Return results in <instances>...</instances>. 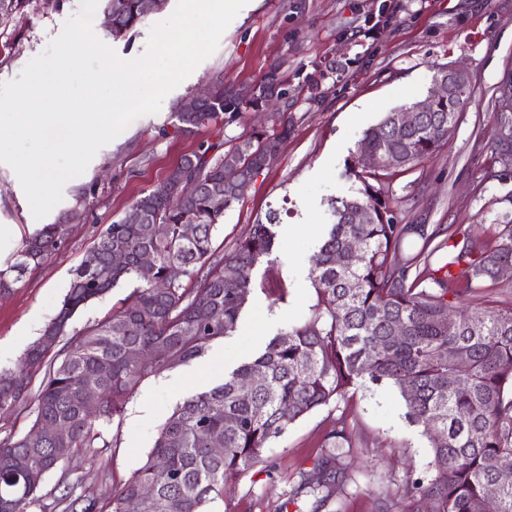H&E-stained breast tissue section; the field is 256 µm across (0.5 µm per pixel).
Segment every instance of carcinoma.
Here are the masks:
<instances>
[{
  "label": "carcinoma",
  "mask_w": 512,
  "mask_h": 512,
  "mask_svg": "<svg viewBox=\"0 0 512 512\" xmlns=\"http://www.w3.org/2000/svg\"><path fill=\"white\" fill-rule=\"evenodd\" d=\"M32 2L0 0V25L26 16ZM139 2L102 0L113 38L146 20ZM275 83L286 85L288 77L275 69L239 96L218 80L198 111H184V100L176 105L173 126L190 134L221 114L234 122L258 109ZM471 98L469 92L457 103H437L414 127L398 128L387 114L367 129L349 165L361 184L358 195L331 201V229L311 258L308 279L316 300L305 320L275 336L222 383L185 397L160 426L146 461L110 502L82 488L71 469L62 473L66 493L46 505L38 495L45 476L99 444L109 447L100 425L121 415L145 380L189 363L237 331L255 290L253 269L272 251L279 218L269 211L267 223L253 225L231 254L214 256L212 232L237 201L224 191L227 165L261 173L260 149L288 137L294 103H285V111L217 159L209 155L212 145L184 155L179 164L199 189L171 198L157 187L103 227L93 250L95 266H79L57 315L14 369L0 371V411H9L26 402L30 371L45 368L32 428L0 440V512H29L38 504L50 512H206L223 495L224 479L262 462L268 443L290 423L367 383L396 388L405 402L404 418L428 440L434 473L415 488L431 512H512V304L489 306L482 296L464 309L452 301L503 283L498 271L512 265V224L488 236H448L452 244L440 275L429 269L441 250L434 234L423 224L399 223L392 200L378 187L447 143L457 118L453 109ZM366 152H397L402 164L392 171L368 169L362 161ZM509 154L512 142L493 134L491 165L509 172L503 165ZM356 205L371 210V223H344ZM77 219L69 211L29 235L16 262L0 270V288L47 260ZM186 224L195 225L191 239L183 235ZM410 241L420 247L401 262L398 256ZM116 250L127 254L125 265L111 262ZM143 252L154 256L155 276L169 281L166 292H156L140 276L136 260ZM226 268L234 274L224 275ZM351 281L357 287H347ZM121 286L131 291L112 315L70 333L78 312ZM395 323L402 331L394 336ZM103 363L109 371L101 374ZM248 378L253 382L245 395L240 383ZM89 389L100 396L95 409L84 404ZM45 424L62 434L36 437ZM215 439L223 444L220 456L211 451ZM330 479L317 469L304 481L325 501Z\"/></svg>",
  "instance_id": "cac0c4a2"
}]
</instances>
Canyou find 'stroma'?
<instances>
[{
    "mask_svg": "<svg viewBox=\"0 0 512 512\" xmlns=\"http://www.w3.org/2000/svg\"><path fill=\"white\" fill-rule=\"evenodd\" d=\"M79 6L80 0H33L27 16L0 27V82L17 78ZM384 11L390 23L370 32L369 19ZM330 60L336 69L323 80L322 97L311 99L305 79ZM448 64L468 73L470 103L437 153L384 180L382 189L399 223L435 227L442 240L452 227L491 234L512 214L506 200L512 177L500 179L489 161L498 87L512 71V0H258L237 14L216 52L166 95L158 113L136 119L97 152L79 184H65L62 201L44 221L54 223L71 210L82 218L46 261L0 292V343L10 348L2 368L13 367L54 318L104 225L121 219L135 197L153 190L200 144L229 147L256 125L247 112L178 134L169 119L176 103L219 79L235 93L276 66L288 76L297 104L278 160L226 211L212 238L213 250L228 254L252 224L278 210L277 245L253 270L259 290L235 333L189 364L144 381L123 414L102 425L110 448L76 461L78 476L101 502L145 462L159 426L184 397L221 382L305 319L315 302L309 259L329 228L328 202L352 197L358 187L347 161L366 129L405 106L403 90L425 99L434 72ZM23 196L13 169L0 163V225L17 227L15 235L0 237V262L7 266L34 231ZM282 283L289 289L283 302L270 293ZM404 412L392 387L351 390L289 424L265 450L264 462L228 479L207 512H426L413 484L432 475L429 443ZM342 427L351 444L332 448L328 436ZM329 457L342 476L322 503L301 482Z\"/></svg>",
    "mask_w": 512,
    "mask_h": 512,
    "instance_id": "35a3bbf8",
    "label": "stroma"
}]
</instances>
